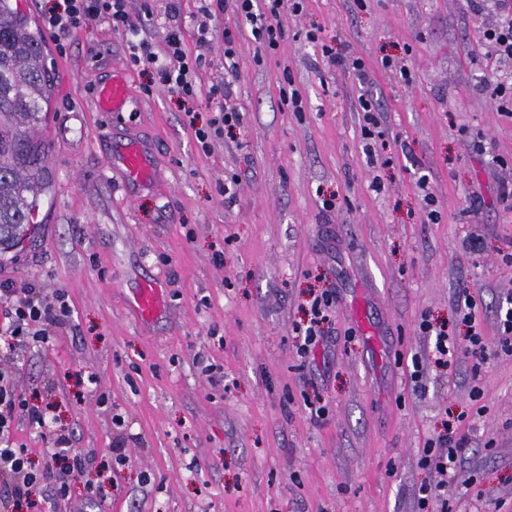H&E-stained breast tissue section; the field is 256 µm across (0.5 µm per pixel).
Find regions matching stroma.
Masks as SVG:
<instances>
[{
  "mask_svg": "<svg viewBox=\"0 0 512 512\" xmlns=\"http://www.w3.org/2000/svg\"><path fill=\"white\" fill-rule=\"evenodd\" d=\"M57 2L17 0L53 76L42 123L49 185L35 223L0 253V283L31 282L47 298L65 290L72 309L52 343L12 365L19 390L51 404L74 448L94 456L47 512H416L419 487L438 479L421 452L448 422L466 442L452 512H512V352L497 326L512 295V206L499 196L512 180V111L483 89L480 35L493 8L304 0L259 64L250 25H239L234 90L246 122L205 153L182 101L148 90L131 65L125 34L92 21L57 49L42 24ZM150 5L141 38L160 42L179 25L190 54L218 61L219 43L189 33L195 0ZM312 26L320 43L363 59L362 76L327 65L305 38ZM384 56L404 61L411 82L385 72ZM116 77L131 106L109 116L92 91ZM288 83L305 112L283 103ZM366 89L381 105L386 166L364 151ZM131 141L147 150L151 185L106 166ZM147 281L165 306L149 323L130 306ZM463 286L476 302L470 327L457 308ZM325 290L334 325L304 359L292 329ZM424 317L461 340L480 332L481 372L462 352L435 369ZM316 397L327 410L318 420L305 405ZM91 484L103 498L89 496Z\"/></svg>",
  "mask_w": 512,
  "mask_h": 512,
  "instance_id": "obj_1",
  "label": "stroma"
}]
</instances>
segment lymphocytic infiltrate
<instances>
[{
	"label": "lymphocytic infiltrate",
	"instance_id": "f902f5d3",
	"mask_svg": "<svg viewBox=\"0 0 512 512\" xmlns=\"http://www.w3.org/2000/svg\"><path fill=\"white\" fill-rule=\"evenodd\" d=\"M493 2L497 19L484 28L482 40L492 50L497 64L504 65L512 63V0ZM128 3L129 0H60L46 12L43 25L59 40L82 28L88 20H103L112 31L129 35L130 63L150 74L158 88L175 93L187 104L193 103L203 91L218 100L207 124L194 131L197 144L205 152L213 138L244 124L243 110L233 99L241 24H249L255 42L264 52L273 53L284 37V12L298 14L303 10V0H198L193 27L198 43L211 42L214 18L229 13L236 20L235 25L225 26L222 32L224 59L218 67L220 76L205 89L199 82V73L206 60L187 54L182 28L167 27L162 50H155L148 40L135 36L152 17L149 7H142L135 14ZM335 304V295H316L309 305L307 321L294 326L295 347L300 357H309L318 346ZM69 316L65 291H57L53 298L46 299L26 283L0 284V360L10 362L21 350L48 345L55 327L65 324ZM22 419L50 440L51 448L42 467H34L28 449L13 440L15 426ZM464 446V438L449 425L426 442L420 464L439 474L440 479L419 488L418 512H448L447 479L454 476ZM87 464L86 455L75 451L67 431L57 426L50 406L31 404L18 390L11 373L0 369V512H45L47 499L67 496V476L82 474Z\"/></svg>",
	"mask_w": 512,
	"mask_h": 512
}]
</instances>
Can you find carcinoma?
Instances as JSON below:
<instances>
[{
	"label": "carcinoma",
	"mask_w": 512,
	"mask_h": 512,
	"mask_svg": "<svg viewBox=\"0 0 512 512\" xmlns=\"http://www.w3.org/2000/svg\"><path fill=\"white\" fill-rule=\"evenodd\" d=\"M50 87L40 40L13 0H0V248L33 223L44 190L45 146L34 133Z\"/></svg>",
	"instance_id": "1"
}]
</instances>
